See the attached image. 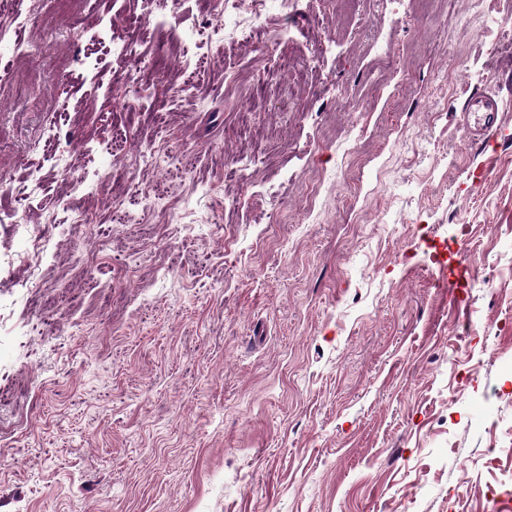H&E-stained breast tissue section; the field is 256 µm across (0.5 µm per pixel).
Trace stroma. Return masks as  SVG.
<instances>
[{"label":"stroma","mask_w":512,"mask_h":512,"mask_svg":"<svg viewBox=\"0 0 512 512\" xmlns=\"http://www.w3.org/2000/svg\"><path fill=\"white\" fill-rule=\"evenodd\" d=\"M253 7L0 0V512H512V0ZM13 212L12 209L0 207V231L7 227L24 237L26 250L19 261L29 267L39 266L48 255L50 239L40 224H15Z\"/></svg>","instance_id":"stroma-1"}]
</instances>
